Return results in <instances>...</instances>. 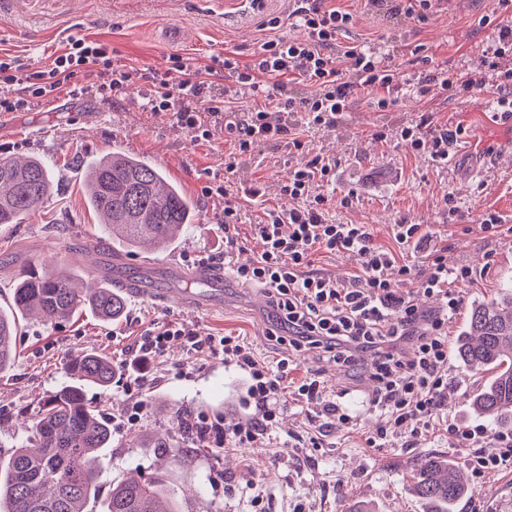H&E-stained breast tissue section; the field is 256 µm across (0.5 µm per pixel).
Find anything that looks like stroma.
I'll return each instance as SVG.
<instances>
[{"instance_id": "35a3bbf8", "label": "stroma", "mask_w": 512, "mask_h": 512, "mask_svg": "<svg viewBox=\"0 0 512 512\" xmlns=\"http://www.w3.org/2000/svg\"><path fill=\"white\" fill-rule=\"evenodd\" d=\"M336 4L353 16L341 42L371 43L400 64L403 80L394 93L396 102L383 110L372 96L359 95L338 115L335 128L303 131L304 148L262 145L240 157L230 178L238 196V257L260 253L252 225L262 221L266 210L291 207L281 184L320 152L336 162L333 222L371 225L386 246L393 243L394 225L420 224L449 268H472V280L459 286L465 304L452 318L450 331L458 333L469 303L497 297L512 280V235L488 238L478 226L486 210L512 226V121L495 115L504 91L495 88L488 65L493 26L504 16L495 0H433L422 22L373 7L368 0ZM291 10L290 0L258 5L252 0H201L197 5L187 0H6L0 5V55L19 57L36 71L47 67L70 38L85 36L108 43L113 63L133 75L126 95L113 103L92 89L71 96L64 86L56 106L42 102L20 112H0V153L45 158L57 179L41 209L22 223L0 226V307L8 305L17 275L29 267H66L74 275L93 276L92 252L100 245L115 251L113 285H121L142 260L154 265L143 280V293L126 288L120 322L105 323L85 311L70 320L22 324L16 358L0 374V448L24 442L26 424L66 384L67 364L95 352L111 357L115 367L110 386L86 388L87 399L103 409L112 429L106 477L119 480L135 471L160 478L178 512H293L298 504L305 512H346L354 501L370 504L375 512H422L411 478L419 460L444 455L465 466L463 451L449 447L446 428L452 422L475 423L468 396L480 377L454 360L448 373L456 398L445 420L411 448L398 442L389 448L364 447L362 432L379 421L366 402L370 381L361 373L344 372L312 349L294 352L300 373L315 375L325 395L356 420L349 428L327 429L321 448L289 447V440L310 428L307 411L293 400L287 401L278 427L256 443L215 453L192 442L184 424L195 417L221 419L229 426L247 418L244 376L221 359L186 354L177 340L162 357L144 363L137 394L126 391L139 335L159 322L177 320L217 336L240 337L271 365L282 355V347L269 339L271 305L261 304L258 289L232 274L224 276L223 309L191 314L163 303V296L186 285L170 277L168 267L190 270L197 256L224 253V203L206 197L202 189L213 174L223 173L237 136L224 130L213 141L194 140L171 113L145 109L139 74L165 67L172 54L204 67L234 49L240 64H247L269 35L261 27L269 17H282L280 34L300 36L288 18ZM486 16L491 19L487 25L482 22ZM414 47L419 50L415 56L410 53ZM440 69L483 84L482 93L473 98L434 85L425 97L413 95L420 74ZM424 119L436 128H462L447 162L411 152L402 142L401 129ZM115 152L163 169L194 200L197 221L174 249L128 252L105 240L82 181L89 162ZM343 197L348 200L344 206L339 203ZM452 206L458 212L454 222L448 219ZM134 408L137 420L127 423ZM159 438L164 447H156ZM457 512H512V468L489 473Z\"/></svg>"}]
</instances>
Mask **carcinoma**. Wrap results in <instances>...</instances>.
Wrapping results in <instances>:
<instances>
[{
	"label": "carcinoma",
	"instance_id": "1",
	"mask_svg": "<svg viewBox=\"0 0 512 512\" xmlns=\"http://www.w3.org/2000/svg\"><path fill=\"white\" fill-rule=\"evenodd\" d=\"M54 187L47 161L1 155L0 225L18 224L39 210ZM86 195L103 216L107 236L131 249H171L197 217L194 203L162 169L118 152L86 168ZM81 309L105 322L118 321L125 297L106 279L79 282L64 270L24 272L8 309L0 310V373L15 359L19 320L64 319ZM455 354L465 368L490 374L471 394V409L492 427L512 429V287L496 299L471 304ZM65 372L68 383L45 401L26 441L0 462V512H177L162 485L151 479L123 478L99 498L100 462L112 429L88 402L85 388L111 383L112 359L87 353ZM414 478L424 512H455L473 492L457 464L444 456L422 460Z\"/></svg>",
	"mask_w": 512,
	"mask_h": 512
}]
</instances>
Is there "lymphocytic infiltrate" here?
Instances as JSON below:
<instances>
[{
  "mask_svg": "<svg viewBox=\"0 0 512 512\" xmlns=\"http://www.w3.org/2000/svg\"><path fill=\"white\" fill-rule=\"evenodd\" d=\"M303 35L297 39L273 37L262 42L251 63L240 64L235 52H225L219 65L234 74L243 94L275 100L271 110L252 112L244 128L238 129L236 155L224 159L226 172H234L236 157L263 144L288 142L294 149L304 146L301 127H332L347 111L359 92L372 93L378 107L386 108L398 89L401 73L388 54L364 43L340 42L341 32L352 22L349 12L331 0H307L291 12ZM352 62V75L334 66L336 53ZM264 82H257L256 74ZM97 77L96 92L106 99L125 94L132 75L114 65L107 43L87 38L70 39L66 49L45 69L28 71L17 58L0 56V111L28 108L33 100L55 94L65 81H73L74 93H82L76 77ZM141 80L149 87L145 105L151 111L173 112L180 126L195 140H211L220 129H234L229 117L235 111L233 96L215 89L202 77V69L190 58L172 54L165 69H145ZM314 87V94L300 96L293 84ZM303 113V125L288 122V115ZM462 128L428 129L419 123L402 129L401 139L412 151L447 161ZM336 164L315 154L304 168L293 171L283 191L297 203L288 213L268 212L263 222L252 225L262 243L258 257L237 261V206L230 184L214 179L207 196L224 201V258L234 277L265 288L276 312V342L293 349L319 348L346 370L368 366L373 381L369 404L384 418L383 426L365 439L370 448L392 446L401 434L410 438L428 432L454 395L448 378V324L462 298L458 284L469 282L473 271L460 266L448 269L421 225L398 224L393 228V246L376 242L366 224H338L329 218L330 200L311 195L314 182H332ZM422 250L424 263L405 261L408 252ZM353 252L361 267L344 280L314 270L321 253ZM415 277L425 297L438 306L419 310L410 295L400 289ZM181 339L187 353H205L233 363L247 377V396L255 408L253 417L226 429L221 421L202 417L188 424L196 439L231 438L234 444L256 442L276 424L283 409L284 394L316 409L319 417L350 423L351 417L337 402L326 399L318 380L293 378L290 357L276 365L258 359L239 337L215 336L178 322L146 329L137 345L140 357L162 354L171 339ZM448 442L466 452L475 479L512 465V430L488 435L484 425L448 426Z\"/></svg>",
  "mask_w": 512,
  "mask_h": 512,
  "instance_id": "lymphocytic-infiltrate-1",
  "label": "lymphocytic infiltrate"
}]
</instances>
